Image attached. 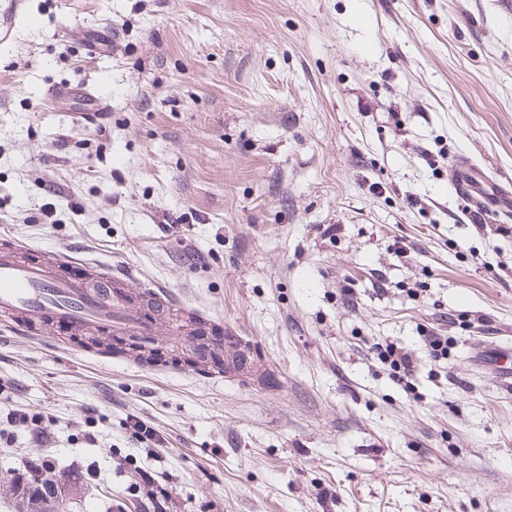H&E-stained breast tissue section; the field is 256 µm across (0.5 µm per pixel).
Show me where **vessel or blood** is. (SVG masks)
<instances>
[{
    "mask_svg": "<svg viewBox=\"0 0 512 512\" xmlns=\"http://www.w3.org/2000/svg\"><path fill=\"white\" fill-rule=\"evenodd\" d=\"M451 185L460 198L478 210L512 214V192L496 184L466 157H458ZM22 245L0 241V317L9 330L39 339L42 326L69 335L95 331L103 335L150 336L152 322L135 310L111 270L78 256L66 247L27 259Z\"/></svg>",
    "mask_w": 512,
    "mask_h": 512,
    "instance_id": "obj_1",
    "label": "vessel or blood"
}]
</instances>
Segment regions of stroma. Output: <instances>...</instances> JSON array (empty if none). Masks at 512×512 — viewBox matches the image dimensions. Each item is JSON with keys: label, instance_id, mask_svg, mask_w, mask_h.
<instances>
[{"label": "stroma", "instance_id": "35a3bbf8", "mask_svg": "<svg viewBox=\"0 0 512 512\" xmlns=\"http://www.w3.org/2000/svg\"><path fill=\"white\" fill-rule=\"evenodd\" d=\"M462 154L512 187L502 0H0V236L167 288L259 367L0 332V512L47 458L83 512H146L143 468L175 512H512V386L486 358L512 346V220L469 222ZM213 347H224V377H247L253 371L255 358L251 346L229 332L220 336L218 329L210 325ZM375 350L378 351L379 359L388 363L389 367L399 375L401 381L405 380L409 383L415 366L412 357L404 348L386 344L385 347L375 346Z\"/></svg>", "mask_w": 512, "mask_h": 512}]
</instances>
